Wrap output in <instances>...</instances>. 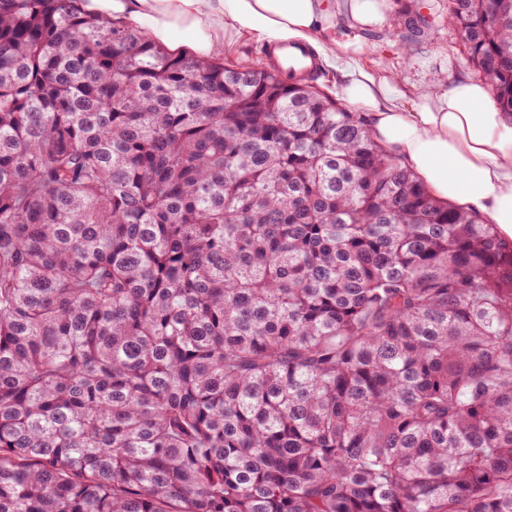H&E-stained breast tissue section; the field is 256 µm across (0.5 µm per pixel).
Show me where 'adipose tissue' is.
Returning <instances> with one entry per match:
<instances>
[{"instance_id": "adipose-tissue-1", "label": "adipose tissue", "mask_w": 512, "mask_h": 512, "mask_svg": "<svg viewBox=\"0 0 512 512\" xmlns=\"http://www.w3.org/2000/svg\"><path fill=\"white\" fill-rule=\"evenodd\" d=\"M87 12L139 26L170 51L208 58L248 35L257 41L314 42L342 22L361 30L391 25L386 0H87ZM343 94L364 111L379 143L415 171L437 198L496 224L512 239V116L486 83L459 78L419 93L388 79L348 72Z\"/></svg>"}]
</instances>
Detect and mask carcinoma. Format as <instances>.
I'll return each instance as SVG.
<instances>
[{
    "label": "carcinoma",
    "instance_id": "obj_1",
    "mask_svg": "<svg viewBox=\"0 0 512 512\" xmlns=\"http://www.w3.org/2000/svg\"><path fill=\"white\" fill-rule=\"evenodd\" d=\"M318 78L0 0V512H512V244Z\"/></svg>",
    "mask_w": 512,
    "mask_h": 512
}]
</instances>
